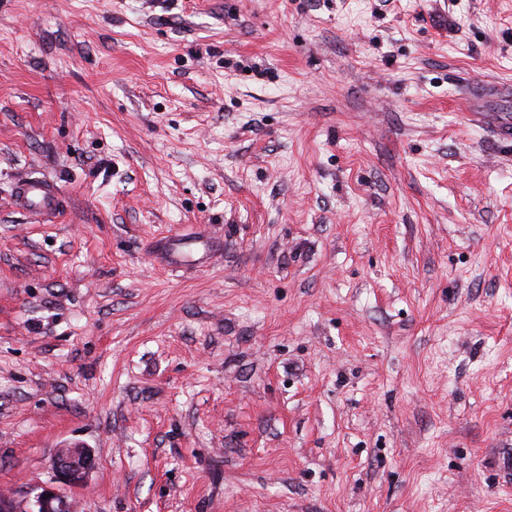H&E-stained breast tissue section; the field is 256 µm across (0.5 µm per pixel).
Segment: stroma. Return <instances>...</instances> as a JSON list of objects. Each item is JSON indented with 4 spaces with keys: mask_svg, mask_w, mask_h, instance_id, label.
<instances>
[{
    "mask_svg": "<svg viewBox=\"0 0 512 512\" xmlns=\"http://www.w3.org/2000/svg\"><path fill=\"white\" fill-rule=\"evenodd\" d=\"M473 112L512 117V0H0V497L80 444L76 512H512ZM16 189L20 204L25 208L32 207L47 215L62 208L61 191L53 185L22 177L18 179Z\"/></svg>",
    "mask_w": 512,
    "mask_h": 512,
    "instance_id": "stroma-1",
    "label": "stroma"
}]
</instances>
